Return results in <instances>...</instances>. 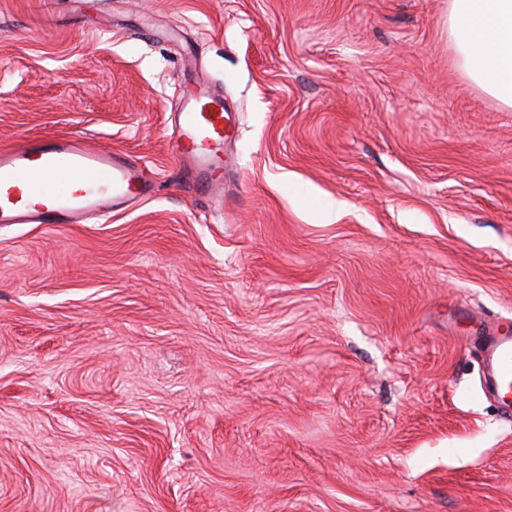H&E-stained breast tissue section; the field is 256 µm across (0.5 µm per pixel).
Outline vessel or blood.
<instances>
[{"label": "vessel or blood", "mask_w": 512, "mask_h": 512, "mask_svg": "<svg viewBox=\"0 0 512 512\" xmlns=\"http://www.w3.org/2000/svg\"><path fill=\"white\" fill-rule=\"evenodd\" d=\"M169 148L184 178L224 209V143L236 126L224 96L204 80L184 83ZM153 193L130 156L94 147L77 136L30 137L0 149V224H84ZM496 393L512 412V330L485 339Z\"/></svg>", "instance_id": "b4317fda"}]
</instances>
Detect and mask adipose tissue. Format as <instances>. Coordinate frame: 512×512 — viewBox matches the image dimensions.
I'll return each mask as SVG.
<instances>
[{
	"instance_id": "obj_1",
	"label": "adipose tissue",
	"mask_w": 512,
	"mask_h": 512,
	"mask_svg": "<svg viewBox=\"0 0 512 512\" xmlns=\"http://www.w3.org/2000/svg\"><path fill=\"white\" fill-rule=\"evenodd\" d=\"M448 27L469 77L512 109V0H450Z\"/></svg>"
}]
</instances>
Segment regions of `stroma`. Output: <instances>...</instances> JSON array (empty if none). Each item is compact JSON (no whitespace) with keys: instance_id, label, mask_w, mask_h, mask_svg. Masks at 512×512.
<instances>
[{"instance_id":"stroma-1","label":"stroma","mask_w":512,"mask_h":512,"mask_svg":"<svg viewBox=\"0 0 512 512\" xmlns=\"http://www.w3.org/2000/svg\"><path fill=\"white\" fill-rule=\"evenodd\" d=\"M448 0H0V146L79 134L152 198L0 224V512H512V109ZM224 91L231 221L168 140ZM485 354L496 393L507 409L512 412V330L498 329L485 336Z\"/></svg>"}]
</instances>
